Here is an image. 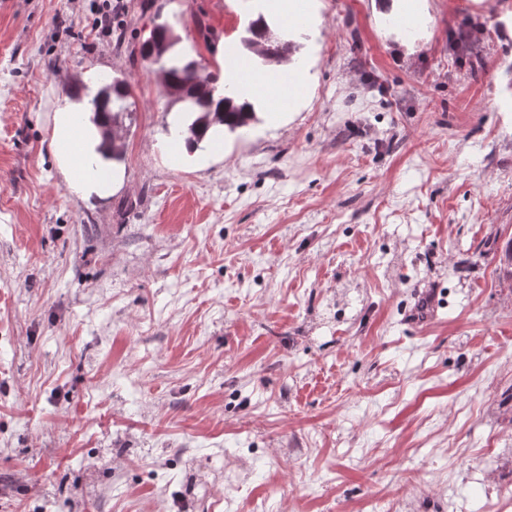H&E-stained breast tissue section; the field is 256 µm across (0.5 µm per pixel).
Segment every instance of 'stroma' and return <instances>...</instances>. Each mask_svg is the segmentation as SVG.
I'll list each match as a JSON object with an SVG mask.
<instances>
[{"mask_svg": "<svg viewBox=\"0 0 512 512\" xmlns=\"http://www.w3.org/2000/svg\"><path fill=\"white\" fill-rule=\"evenodd\" d=\"M263 4L124 0L121 47L82 0H0V512L512 499V0H304L298 94L190 163L133 52L158 13L236 68ZM91 72L133 104L86 201L50 142Z\"/></svg>", "mask_w": 512, "mask_h": 512, "instance_id": "1", "label": "stroma"}]
</instances>
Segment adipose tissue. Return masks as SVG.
I'll return each mask as SVG.
<instances>
[{
  "label": "adipose tissue",
  "instance_id": "adipose-tissue-1",
  "mask_svg": "<svg viewBox=\"0 0 512 512\" xmlns=\"http://www.w3.org/2000/svg\"><path fill=\"white\" fill-rule=\"evenodd\" d=\"M104 114L94 112L89 97L63 98L57 101L53 116L51 145L59 152V171L69 189L84 198L110 195L115 182L86 173V161L98 167L112 168V161L102 159L97 152L102 139L99 135Z\"/></svg>",
  "mask_w": 512,
  "mask_h": 512
}]
</instances>
